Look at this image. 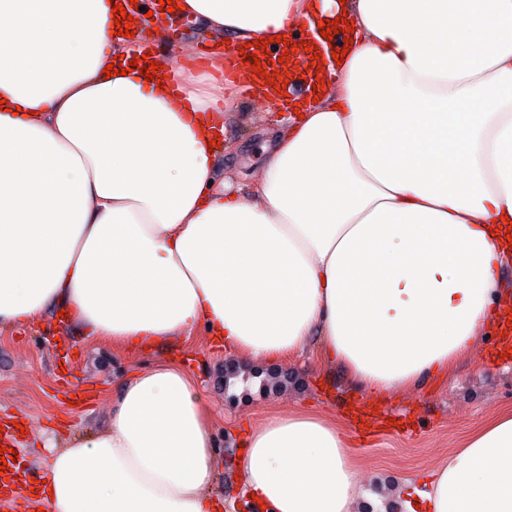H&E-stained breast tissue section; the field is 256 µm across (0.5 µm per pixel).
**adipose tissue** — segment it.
Returning a JSON list of instances; mask_svg holds the SVG:
<instances>
[{"instance_id": "1", "label": "adipose tissue", "mask_w": 512, "mask_h": 512, "mask_svg": "<svg viewBox=\"0 0 512 512\" xmlns=\"http://www.w3.org/2000/svg\"><path fill=\"white\" fill-rule=\"evenodd\" d=\"M237 45L347 16L353 44L282 125L259 176L226 182L220 57L130 67L110 0H0V328L64 312L141 353L204 333L250 368L322 340L387 399L447 376L506 315L492 236L512 219V0H179ZM115 76H106V66ZM211 409L165 362L105 428L48 444L45 512H216ZM335 423L271 413L239 459L267 512H352ZM404 512H512V412L476 426Z\"/></svg>"}]
</instances>
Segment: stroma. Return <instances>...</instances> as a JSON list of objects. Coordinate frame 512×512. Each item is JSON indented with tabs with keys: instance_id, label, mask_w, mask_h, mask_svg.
<instances>
[{
	"instance_id": "stroma-1",
	"label": "stroma",
	"mask_w": 512,
	"mask_h": 512,
	"mask_svg": "<svg viewBox=\"0 0 512 512\" xmlns=\"http://www.w3.org/2000/svg\"><path fill=\"white\" fill-rule=\"evenodd\" d=\"M279 123V114L266 109L259 95L232 99L224 115L225 171L259 174L264 144ZM497 348L496 335L482 334L446 378L429 379L377 405L352 391L340 367L320 366L313 340L302 355L272 364V371L291 374L287 388L231 397L224 389V368L241 369L245 363L213 348L205 336L127 354L48 315L0 332V420L21 424L16 446L29 479L40 481L49 463L47 440L60 445L101 430L122 381L133 371L175 362L190 373L212 408L218 444L212 491L223 498L224 512H261L236 477L237 452L246 426L261 423L274 409H306L345 430L352 459L364 474L357 500L377 508L396 501L404 482L421 484L426 473L447 462L475 425L512 409V364H499ZM361 412L372 426L359 433L355 418Z\"/></svg>"
}]
</instances>
